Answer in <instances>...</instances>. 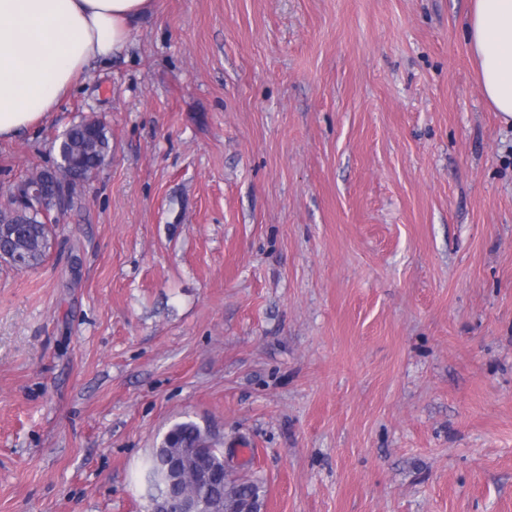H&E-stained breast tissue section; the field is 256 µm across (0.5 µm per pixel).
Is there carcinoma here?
I'll list each match as a JSON object with an SVG mask.
<instances>
[{
	"label": "carcinoma",
	"instance_id": "cac0c4a2",
	"mask_svg": "<svg viewBox=\"0 0 512 512\" xmlns=\"http://www.w3.org/2000/svg\"><path fill=\"white\" fill-rule=\"evenodd\" d=\"M57 153L58 160L53 166L32 173L31 179L42 182L52 173L62 182L71 168L99 169L112 157V137L104 122L85 118L58 138ZM52 235V224L28 206L15 207L8 213L0 210V258L13 266L18 258L27 269L40 265L49 253ZM209 439V432L193 420L175 424L147 463L145 481L149 496H155L164 484L159 462L165 455L197 448ZM259 491L258 481L230 473L224 485L211 488L210 494L224 496L225 512H237L257 500Z\"/></svg>",
	"mask_w": 512,
	"mask_h": 512
}]
</instances>
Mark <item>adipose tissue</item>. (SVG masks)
I'll use <instances>...</instances> for the list:
<instances>
[{
  "label": "adipose tissue",
  "mask_w": 512,
  "mask_h": 512,
  "mask_svg": "<svg viewBox=\"0 0 512 512\" xmlns=\"http://www.w3.org/2000/svg\"><path fill=\"white\" fill-rule=\"evenodd\" d=\"M151 0H0V138L54 111L93 64L122 52ZM465 41L482 94L512 125V0H471Z\"/></svg>",
  "instance_id": "1"
}]
</instances>
